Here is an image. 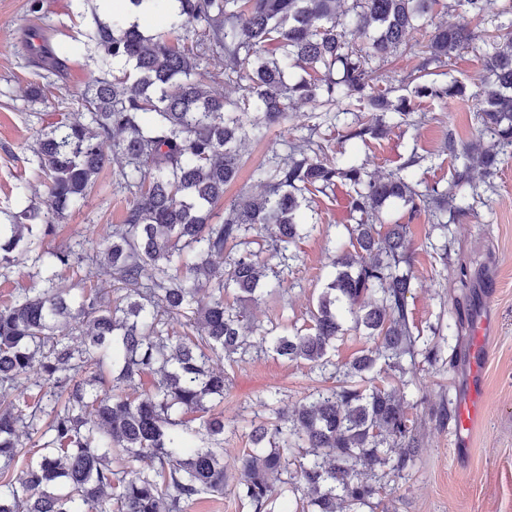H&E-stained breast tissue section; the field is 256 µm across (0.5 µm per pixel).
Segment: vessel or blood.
I'll return each mask as SVG.
<instances>
[{
  "instance_id": "vessel-or-blood-1",
  "label": "vessel or blood",
  "mask_w": 512,
  "mask_h": 512,
  "mask_svg": "<svg viewBox=\"0 0 512 512\" xmlns=\"http://www.w3.org/2000/svg\"><path fill=\"white\" fill-rule=\"evenodd\" d=\"M490 322L482 315L472 316L470 320L471 343L467 350L470 375L465 394L456 406V421L453 428L454 452L466 455L475 419L480 412V396L483 389V368L488 357L487 330Z\"/></svg>"
}]
</instances>
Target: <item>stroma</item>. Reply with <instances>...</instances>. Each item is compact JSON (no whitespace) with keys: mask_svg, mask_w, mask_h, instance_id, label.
<instances>
[{"mask_svg":"<svg viewBox=\"0 0 512 512\" xmlns=\"http://www.w3.org/2000/svg\"><path fill=\"white\" fill-rule=\"evenodd\" d=\"M91 22L92 0H40L35 13L30 0H0L1 219L28 205H44V176L33 156L37 132L67 117L88 118L80 93L95 69L82 48ZM31 26L41 28L51 43L70 48L61 74H53L47 60L36 62L30 57L25 42ZM426 39L424 31L411 32L404 53L381 63L378 86L392 88L398 96L409 95L403 78L414 67ZM35 85L45 87L44 96L29 97ZM417 109L418 123L393 127L381 138L362 143L343 138L351 115L332 118L313 104H298L287 127L273 128L266 140L243 145L248 165L226 188L224 200L260 194L261 186L250 178L252 166L313 129L328 153L344 151L349 160L378 174L395 171L410 155L420 156L413 169L420 189L449 187L453 160L445 144L451 137L460 146L476 142V105L471 100L423 101ZM21 180L33 188L23 201L13 191ZM478 192L481 200L473 211L459 217L444 234L432 229L428 212H410L402 202L387 203L380 211L383 223L409 227L405 245L416 282L408 296L409 319L423 336L447 330L457 319H470L479 311L495 322L484 368L485 416L465 459L454 457L453 422L440 420L439 412L456 405L466 371L468 332L445 343L437 362L417 358L414 373L381 371L379 384L403 397L409 426L420 443L415 468L382 478V512H512V156L502 159ZM352 193L349 185L339 182L326 192L309 195L308 214L317 228L294 248L297 258L283 272L285 293L253 308L261 325L308 324L331 275L330 255L337 242H348L346 227L357 221L349 205ZM131 200L112 170H104L84 207L60 221L57 241L78 235L100 239L110 225L122 223ZM443 246L448 249L444 255L439 252ZM219 366L226 382L223 448L229 466L250 445L247 422L267 417L268 392L278 391L284 404L291 406L323 384L319 372L307 363L290 362L270 352L239 365L223 360Z\"/></svg>","mask_w":512,"mask_h":512,"instance_id":"obj_1","label":"stroma"}]
</instances>
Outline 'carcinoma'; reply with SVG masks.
<instances>
[{"label": "carcinoma", "instance_id": "carcinoma-1", "mask_svg": "<svg viewBox=\"0 0 512 512\" xmlns=\"http://www.w3.org/2000/svg\"><path fill=\"white\" fill-rule=\"evenodd\" d=\"M126 0L124 9L85 33L99 74L81 95L88 122L64 119L38 136L33 156L47 178L46 211L24 208L0 224V273L15 254L32 253L40 287L0 305V512H188L203 495H222L223 356L246 361L251 338L291 361L329 373L336 385L316 388L289 412L272 391L269 417L250 424L251 447L237 457L234 495L246 512H358L381 487L357 480L359 468L416 465L418 448L395 393L375 383L378 361L402 374L403 360L431 361L440 342L413 331L407 294L412 275L407 224H374L378 210L401 200L448 216L471 210L459 203L475 175L491 176L512 150V0L485 54L487 75L470 93L457 80L432 79L452 53L479 35L469 18L485 0H448L455 22L434 24L421 60L408 75L418 99L474 98L484 148L458 149L451 186L416 190L410 157L399 171L374 176L339 152L330 158L312 138L287 145L251 169L258 198L229 205L221 222L214 209L245 165L241 143L265 140L288 122L297 102L331 112L347 100L370 117L348 127L345 140L382 136L385 118L402 123L411 100L377 88L375 63L397 53L408 32L433 17L440 0ZM167 5L169 33L194 28L189 45L146 36L127 19L128 7ZM224 70V83L243 85L230 101L212 86L201 60ZM115 63L129 67L120 75ZM133 195L122 223L93 243L44 244L57 222L80 209L106 166ZM344 181L353 189L346 226L355 251L339 249L334 275L304 328H258L245 323L244 305L283 291L267 279L259 252L249 249L261 230L270 259L287 268L290 246L314 229L306 224V194ZM41 225H35V222ZM40 228L35 233L34 228ZM75 267L83 280L103 277L121 295L107 304L95 288L73 300L55 289L58 269ZM233 301H228V297ZM183 331L170 330L173 318ZM363 330L373 346L345 369L331 353L343 323ZM154 382L140 389L144 376ZM205 415L211 441H197L187 415ZM37 456L18 469L23 444ZM400 445L391 456L388 443ZM297 465L292 496L280 486Z\"/></svg>", "mask_w": 512, "mask_h": 512}]
</instances>
